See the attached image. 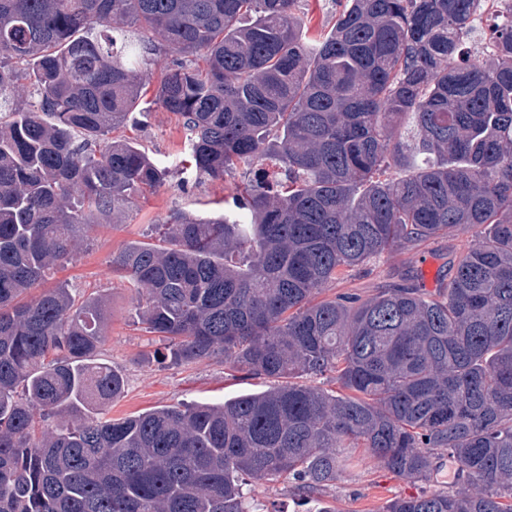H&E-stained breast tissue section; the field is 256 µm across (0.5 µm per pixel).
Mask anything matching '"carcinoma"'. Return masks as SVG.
<instances>
[{
  "label": "carcinoma",
  "mask_w": 512,
  "mask_h": 512,
  "mask_svg": "<svg viewBox=\"0 0 512 512\" xmlns=\"http://www.w3.org/2000/svg\"><path fill=\"white\" fill-rule=\"evenodd\" d=\"M299 2L0 0V512H261L246 480L312 497L342 448L408 480L457 460L462 489L384 512H512V0L485 62L457 60L480 0H341L312 36ZM158 54L191 177L254 175L112 271L162 359L283 383L105 419L124 390L96 361L105 302L66 282L24 294L166 181L107 138ZM462 231L433 291L317 299ZM327 372L346 393L294 382Z\"/></svg>",
  "instance_id": "cac0c4a2"
}]
</instances>
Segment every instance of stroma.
Returning a JSON list of instances; mask_svg holds the SVG:
<instances>
[{
	"label": "stroma",
	"instance_id": "obj_1",
	"mask_svg": "<svg viewBox=\"0 0 512 512\" xmlns=\"http://www.w3.org/2000/svg\"><path fill=\"white\" fill-rule=\"evenodd\" d=\"M120 134L145 146L161 166L167 167L171 173L168 182L136 194L133 207L120 223L105 217L93 225L87 232V248L69 263L49 272L40 283L41 288L48 289L66 281L79 295L106 299L108 326L97 357L120 370L125 380L124 393L107 409V417L124 418L158 407L193 402L220 403L272 386V379L253 378L225 369L220 358L177 366L157 357L158 338L138 323L130 288L112 272V255L130 242L146 240L153 225L165 221L173 210L211 212L217 202L229 195L231 184L183 182L182 122L159 103H150L146 112L134 114ZM468 241L465 235L444 236L420 246L385 253L356 276L331 284L323 295L329 298L353 289L361 297H369L407 276L422 277V262L426 259L433 263L436 278L446 277L449 255L463 249ZM341 459L342 478L321 499L334 506L336 512H382L386 503L396 497L423 491L448 492L458 487L457 463L447 455L435 461L428 480L417 483L381 467L362 448L342 449ZM251 494L273 512H315L318 503L298 499L291 483L282 480L252 485Z\"/></svg>",
	"mask_w": 512,
	"mask_h": 512
}]
</instances>
